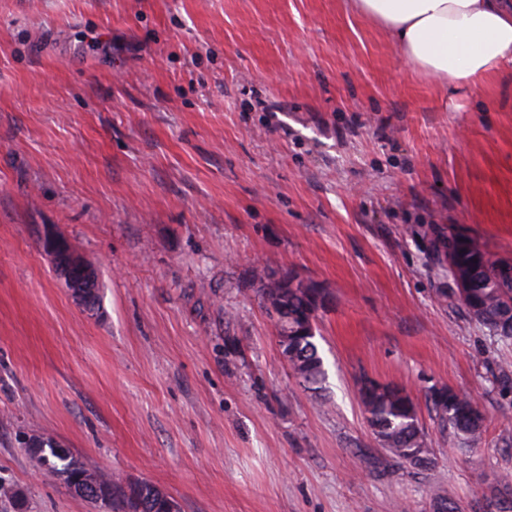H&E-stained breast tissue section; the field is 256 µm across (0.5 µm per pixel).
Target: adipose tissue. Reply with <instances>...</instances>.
<instances>
[{"mask_svg": "<svg viewBox=\"0 0 512 512\" xmlns=\"http://www.w3.org/2000/svg\"><path fill=\"white\" fill-rule=\"evenodd\" d=\"M401 57L449 94L493 74L512 82V0H348Z\"/></svg>", "mask_w": 512, "mask_h": 512, "instance_id": "ef3b65f1", "label": "adipose tissue"}]
</instances>
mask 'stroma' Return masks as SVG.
I'll list each match as a JSON object with an SVG mask.
<instances>
[{"mask_svg": "<svg viewBox=\"0 0 512 512\" xmlns=\"http://www.w3.org/2000/svg\"><path fill=\"white\" fill-rule=\"evenodd\" d=\"M96 268L99 309L42 248ZM512 258V85L449 97L344 0H0V483L93 512L37 471L49 437L182 512H429L512 475V342L472 322L443 241ZM331 295L326 381L283 360L254 268ZM414 398L438 459L371 434L356 385ZM486 416L460 450L426 401ZM43 249L51 257L56 274L76 303L84 309H93L89 288H92L95 269L72 251L67 239L56 232L45 237Z\"/></svg>", "mask_w": 512, "mask_h": 512, "instance_id": "35a3bbf8", "label": "stroma"}]
</instances>
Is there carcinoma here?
<instances>
[{
    "instance_id": "obj_1",
    "label": "carcinoma",
    "mask_w": 512,
    "mask_h": 512,
    "mask_svg": "<svg viewBox=\"0 0 512 512\" xmlns=\"http://www.w3.org/2000/svg\"><path fill=\"white\" fill-rule=\"evenodd\" d=\"M448 277L455 284V295L466 315L481 327L505 341H512V274L500 268V260L482 250L473 239L458 234L448 239ZM268 307L284 308L277 316V335H288L290 368L304 384L321 388L325 377L315 335L306 332L308 301L303 291L261 292ZM357 395L365 420L378 445L390 457L415 468H430L436 458L427 446L413 399L397 390H376L357 385ZM427 399L443 428L450 430L459 446L469 447L481 439L484 417L471 398L443 387L441 398ZM36 467L71 485L80 475L101 490L103 512H166L165 505L175 499L147 481L131 485L104 477L95 465L60 447L51 439L30 437L22 442Z\"/></svg>"
}]
</instances>
